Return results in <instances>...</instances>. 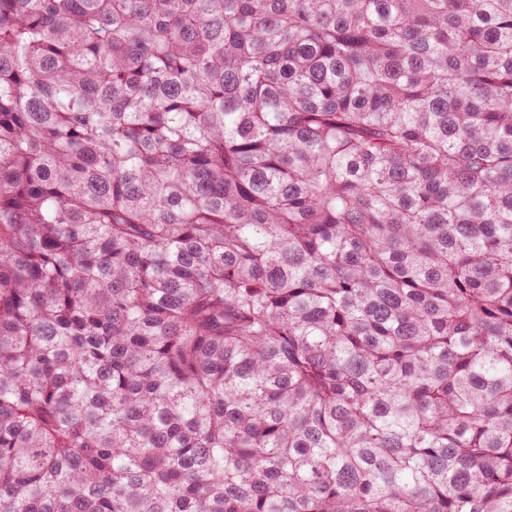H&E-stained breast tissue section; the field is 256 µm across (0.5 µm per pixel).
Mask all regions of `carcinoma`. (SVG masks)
I'll return each mask as SVG.
<instances>
[{
  "instance_id": "cac0c4a2",
  "label": "carcinoma",
  "mask_w": 512,
  "mask_h": 512,
  "mask_svg": "<svg viewBox=\"0 0 512 512\" xmlns=\"http://www.w3.org/2000/svg\"><path fill=\"white\" fill-rule=\"evenodd\" d=\"M0 512H512V0H0Z\"/></svg>"
}]
</instances>
